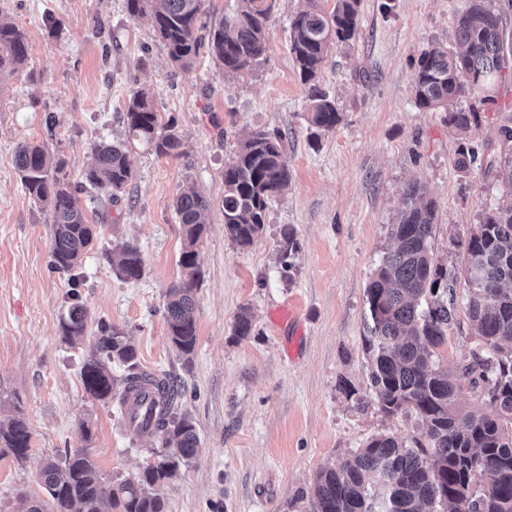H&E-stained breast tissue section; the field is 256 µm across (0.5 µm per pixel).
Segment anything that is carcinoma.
Returning <instances> with one entry per match:
<instances>
[{
	"mask_svg": "<svg viewBox=\"0 0 512 512\" xmlns=\"http://www.w3.org/2000/svg\"><path fill=\"white\" fill-rule=\"evenodd\" d=\"M237 2L233 11L213 21L206 35L197 34L203 0H126V9L133 18L150 16L178 67L194 66L204 53L227 71L249 73L266 52L272 3ZM308 2L290 20L289 49L308 88L307 122L325 132L336 127L341 115L335 99L320 87L318 74L330 49L358 34L360 0H334L329 11L319 0ZM502 12L497 0H470L452 33L458 51L429 46L413 76L418 105L447 112L448 126L458 136L456 165L462 171L478 159L469 140L476 112L457 107V101L465 94L490 101L478 78L496 81L512 68V41L503 34ZM27 57L25 34L0 15V73L21 71ZM123 122L132 139L156 154L184 153L181 135L173 124L161 123L147 92L131 96ZM497 139L499 165L512 169V121L498 128ZM93 153V164L73 182L65 161L50 162L41 145L23 142L17 147L25 193L53 212L50 257L58 272L72 271L97 234L76 194L90 186L114 199L133 178L124 146L101 142ZM288 181L281 138L256 130L240 144L224 166V224L236 243L248 245L262 232L268 203ZM175 206L184 278L168 288L165 319L170 343L188 359L197 342V247L207 230L211 201L193 191L178 196ZM435 219L434 201L424 189L410 185L391 228L392 246L366 288L362 336L375 400L390 415H418L426 429L423 439L374 436L340 465L322 468L309 512H512V190L459 243L465 257L462 276L433 257ZM115 271L126 281L142 277L138 245L121 247ZM461 285L468 290L467 319L477 344L472 361L448 370L436 362L437 349L457 324L456 290ZM62 330L71 341L84 336L85 312L79 303L70 305ZM99 332L81 368L84 389L97 400L116 401L120 409L133 392H142L146 405L127 411L122 420L137 434H157L161 448L150 449L154 461L133 477L118 480L107 479L83 449L48 459L37 476L45 496L20 497L14 512H165L155 488L200 451L196 426L180 411L183 393L177 382L141 369L124 332L106 324ZM112 363L125 367L124 373L112 375ZM467 387L479 390L486 411L463 407L459 396ZM31 440L21 415L0 420V456L27 458Z\"/></svg>",
	"mask_w": 512,
	"mask_h": 512,
	"instance_id": "obj_1",
	"label": "carcinoma"
}]
</instances>
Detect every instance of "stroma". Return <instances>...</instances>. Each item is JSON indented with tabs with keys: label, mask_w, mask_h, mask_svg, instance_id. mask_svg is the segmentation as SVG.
Masks as SVG:
<instances>
[{
	"label": "stroma",
	"mask_w": 512,
	"mask_h": 512,
	"mask_svg": "<svg viewBox=\"0 0 512 512\" xmlns=\"http://www.w3.org/2000/svg\"><path fill=\"white\" fill-rule=\"evenodd\" d=\"M383 2L361 0L356 40L329 51L319 80L341 121L317 134L288 45L304 0H274L264 59L241 75L207 55L187 70L172 65L149 18L130 17L125 0H0L28 43L22 72L0 76V415L20 410L32 433L26 459L0 457V512L39 494L43 462L65 451L88 449L106 476L124 478L160 447L83 387L80 370L103 324L130 337L142 369L181 384V408L195 421L201 452L160 488L166 512H308L324 466L374 436L422 438L415 414L388 415L369 387L365 289L409 185L426 186L435 202V258L458 267V242L500 201L506 178L460 171L445 112L415 101L420 54L436 42L454 47L468 0H391L388 11ZM140 89L162 121H175L185 152L129 145L133 179L118 199L77 195L98 227L95 245L71 273L55 272L53 214L24 192L17 147L41 144L78 178L94 144L125 140L121 116ZM458 104L477 113L470 138L483 160L497 158V129L512 120V69L494 102L467 95ZM257 129L282 134L290 182L243 247L224 226V166ZM191 189L210 198L211 211L198 248L197 345L185 360L170 344L165 306L181 278L175 199ZM286 228L296 242L289 270L279 259ZM126 242L142 251L136 281L112 267ZM75 300L87 326L74 345L62 319ZM244 307L252 331L240 336ZM280 313L291 322H276Z\"/></svg>",
	"instance_id": "1"
}]
</instances>
